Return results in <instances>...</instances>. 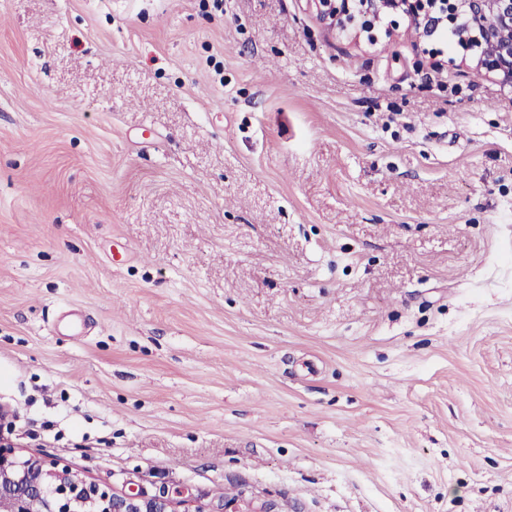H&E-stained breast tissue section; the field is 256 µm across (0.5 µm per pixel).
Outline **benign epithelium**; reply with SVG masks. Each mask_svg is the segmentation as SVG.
<instances>
[{"label": "benign epithelium", "instance_id": "benign-epithelium-1", "mask_svg": "<svg viewBox=\"0 0 512 512\" xmlns=\"http://www.w3.org/2000/svg\"><path fill=\"white\" fill-rule=\"evenodd\" d=\"M322 21L343 29L373 34L383 16L405 11L428 21L431 11L425 0H313ZM437 24L459 30L462 56L472 55L479 71L512 86V0H443ZM170 512L177 502L163 494L148 497L140 492L118 494L107 484L88 481L60 466L55 458H22L15 444L0 434V503L7 512Z\"/></svg>", "mask_w": 512, "mask_h": 512}]
</instances>
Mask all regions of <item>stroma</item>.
<instances>
[{
  "label": "stroma",
  "instance_id": "obj_1",
  "mask_svg": "<svg viewBox=\"0 0 512 512\" xmlns=\"http://www.w3.org/2000/svg\"><path fill=\"white\" fill-rule=\"evenodd\" d=\"M310 0H0L21 457L210 512H512V88Z\"/></svg>",
  "mask_w": 512,
  "mask_h": 512
}]
</instances>
